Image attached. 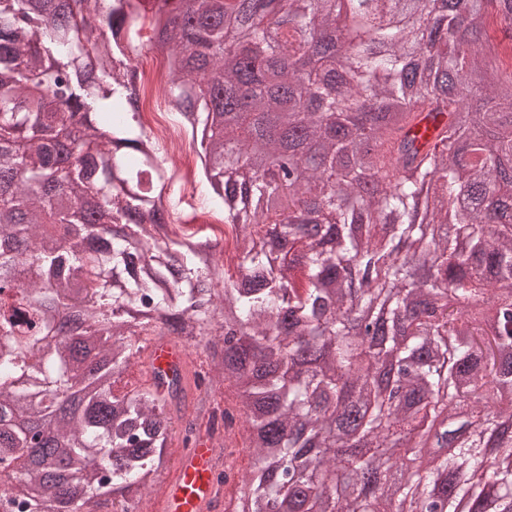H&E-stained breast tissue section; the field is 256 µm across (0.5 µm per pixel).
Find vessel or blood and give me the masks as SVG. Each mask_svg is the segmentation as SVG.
<instances>
[{
    "mask_svg": "<svg viewBox=\"0 0 512 512\" xmlns=\"http://www.w3.org/2000/svg\"><path fill=\"white\" fill-rule=\"evenodd\" d=\"M151 384L171 378L189 379L185 346L174 340H157L145 351ZM220 459L212 438L199 432L190 448L180 452L162 490L148 500L147 512H222L224 492L216 481Z\"/></svg>",
    "mask_w": 512,
    "mask_h": 512,
    "instance_id": "obj_1",
    "label": "vessel or blood"
}]
</instances>
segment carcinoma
<instances>
[{
  "label": "carcinoma",
  "mask_w": 512,
  "mask_h": 512,
  "mask_svg": "<svg viewBox=\"0 0 512 512\" xmlns=\"http://www.w3.org/2000/svg\"><path fill=\"white\" fill-rule=\"evenodd\" d=\"M0 0V507L129 512L196 434L140 337L210 333L253 450L234 512H512V0H154L239 262L160 235L123 68L146 0ZM124 25L126 43L106 32ZM321 47L301 82L287 60ZM269 116L255 171L224 113ZM317 145L280 163L289 129ZM358 287H352V280ZM405 471L366 460L428 445Z\"/></svg>",
  "instance_id": "cac0c4a2"
}]
</instances>
